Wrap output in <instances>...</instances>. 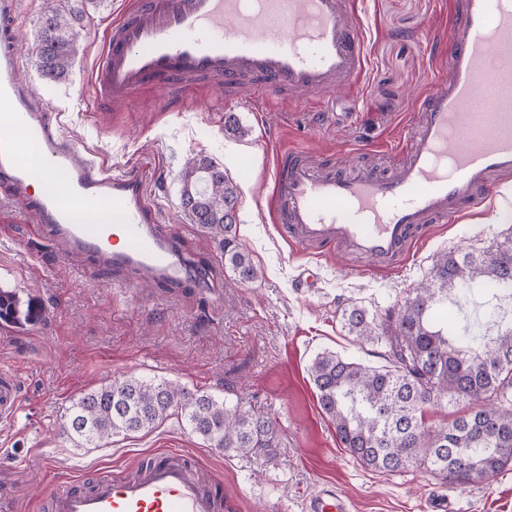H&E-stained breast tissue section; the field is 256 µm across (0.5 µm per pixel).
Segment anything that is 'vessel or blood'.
Here are the masks:
<instances>
[{
	"label": "vessel or blood",
	"instance_id": "vessel-or-blood-1",
	"mask_svg": "<svg viewBox=\"0 0 512 512\" xmlns=\"http://www.w3.org/2000/svg\"><path fill=\"white\" fill-rule=\"evenodd\" d=\"M454 24L440 54L434 89L415 101L395 171L325 170L304 149L277 154L269 205L289 244L354 254L399 269L428 225L480 209L512 177V0H450ZM359 0H128L112 20L91 71L97 98L125 103L145 86L177 87L192 103L197 87L224 92L247 83L253 101L305 97L309 107L352 90L367 63L356 24ZM20 0H0V180L22 200L36 229L62 239L72 255L163 283L183 277L170 238L157 234L156 210L141 167L111 170L54 123L21 77ZM22 126L24 139L7 131ZM36 147L41 166L22 160ZM49 183L30 193L34 178ZM22 400L18 378L0 375V420ZM216 481L178 451L156 452L135 476L104 472L87 489L45 497V512H223ZM308 512H346L316 492Z\"/></svg>",
	"mask_w": 512,
	"mask_h": 512
}]
</instances>
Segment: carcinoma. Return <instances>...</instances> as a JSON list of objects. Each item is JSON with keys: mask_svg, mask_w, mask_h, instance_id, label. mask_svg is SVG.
<instances>
[{"mask_svg": "<svg viewBox=\"0 0 512 512\" xmlns=\"http://www.w3.org/2000/svg\"><path fill=\"white\" fill-rule=\"evenodd\" d=\"M104 2L46 0L37 32L45 81L67 79L78 54L77 30L89 8ZM179 178L183 210L224 251V264L241 281L258 278L237 241L240 192L224 165L190 157ZM488 294L482 305L493 334L450 330L433 319L450 295ZM505 301L512 303V238L493 250L439 254L424 285L382 315L357 304L341 310L350 336L385 348L382 366L323 352L309 368L319 406L353 459L374 472L415 469L450 485L480 483L512 467V315L502 312ZM30 315L15 292L0 290V319L26 322ZM460 402L468 410L451 424L425 426L427 409ZM175 414L210 448L255 456L274 448L276 421L167 380L129 377L91 389L72 402L64 428L77 447L99 448L119 434L149 432Z\"/></svg>", "mask_w": 512, "mask_h": 512, "instance_id": "carcinoma-1", "label": "carcinoma"}]
</instances>
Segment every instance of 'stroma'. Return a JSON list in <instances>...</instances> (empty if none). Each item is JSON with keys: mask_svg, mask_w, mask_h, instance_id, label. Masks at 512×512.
Here are the masks:
<instances>
[{"mask_svg": "<svg viewBox=\"0 0 512 512\" xmlns=\"http://www.w3.org/2000/svg\"><path fill=\"white\" fill-rule=\"evenodd\" d=\"M122 6L107 0L85 23L65 81H43L34 64L22 77L59 113L69 138L101 153L114 170L132 163L146 169L157 232L175 237L192 264H205L206 280L148 284L69 257L62 241L32 232L24 203L0 183V288L36 311L29 322L0 320V368L16 373L24 390L15 420L0 423V512H35L53 489L91 480L102 466L126 473L166 448L192 454L220 480L232 512H306L309 497L327 486L343 495L349 512H435L442 499L447 512H512V469L466 486L415 471L364 469L322 413L309 377L323 351L382 365L380 346L355 342L338 311L358 304L385 313L425 280L439 253L483 250L512 237V223L495 218L497 205L512 206V186L501 185L496 204L433 225L405 264L387 274L353 257L293 250L267 205L278 148L304 147L347 170L392 174L386 148L407 137L414 98L432 85L436 44L452 25L448 0H366L369 57L357 89L315 111L296 99L257 108L236 103L241 138L225 135L222 102L205 87L193 108L168 103L151 87L123 106L95 98L87 76ZM195 155L223 163L239 187L237 237L259 271L253 281L236 279L180 205L179 173ZM129 376L240 397L277 421L272 455L207 447L175 415L148 433L74 447L63 431L72 401Z\"/></svg>", "mask_w": 512, "mask_h": 512, "instance_id": "obj_1", "label": "stroma"}]
</instances>
